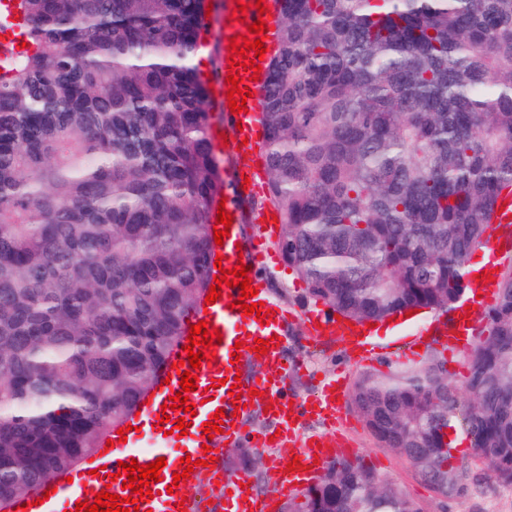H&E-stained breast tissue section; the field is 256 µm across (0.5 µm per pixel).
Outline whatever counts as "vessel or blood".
<instances>
[{
  "label": "vessel or blood",
  "instance_id": "1",
  "mask_svg": "<svg viewBox=\"0 0 512 512\" xmlns=\"http://www.w3.org/2000/svg\"><path fill=\"white\" fill-rule=\"evenodd\" d=\"M256 2L257 0H244L246 12L234 15L228 13L218 18V45H230L232 38L242 37L244 30L259 19ZM216 60L221 76L209 87L210 98L216 105L212 112L210 138L214 160L224 175L225 211L231 215L232 224L228 236L224 237L222 245L216 246L215 251L222 258L223 270L245 265L251 285L258 291L257 298L263 303L262 312L257 316L245 315L243 309L237 305L241 295L240 286L222 287L221 294L214 304L209 305L207 310L190 314L186 320L190 326L202 320L207 321L209 329L220 330L222 334L221 342L215 345L213 357L202 360L197 371L198 386L189 395L190 403L195 406L194 413L184 416L175 410L171 412L169 422L162 423L158 420L163 404L168 402L170 396L181 390V377L174 365L187 359L188 354L179 347L169 358L171 366L165 371L166 382L158 385L148 405L144 406L136 429L128 431L126 442L98 452L89 466L74 471L71 479L46 481L44 487L49 490L50 496L42 504L27 508L24 507L22 500L18 499L13 502L11 512H75L77 503L94 501L96 493L105 483L110 484L112 493L129 497L130 492L124 489L122 482L111 479L112 474L117 473L120 463L135 462L147 465L161 457L166 460V465L161 471L162 479L152 484L151 489L155 496L149 501L140 502V512H210L211 505L215 502L222 504L223 512H272L275 496L262 497L247 493L245 485L249 481L248 475H226L223 464L219 461L211 467H195L190 479L185 484L177 486L176 494H167L166 489L174 484L173 473L184 470L180 462L181 457L188 455L199 461L203 456V444H211L212 448L216 449L238 443L245 437L255 448L297 443L296 453L303 464L301 470L286 472V461L282 458L273 462V470L277 476L276 496L291 495L296 493L298 485L304 484L307 478L319 476L322 472V463L334 458L342 446L340 437L333 434L302 437L301 412L298 406L291 403L288 392L289 361L286 357L288 340L285 331L289 311L287 306L270 298L262 274L263 269L277 260L276 253L268 245L269 239L278 233L277 224L270 220L261 225L250 257L244 260L239 256L241 199L249 188L258 187L262 172L255 164L247 167L238 163L230 167L225 166L223 135L228 132L239 140L244 138L251 142L257 141V103L255 98L251 97L248 98L243 112L235 114L230 111L227 92L231 85L225 79L231 70L230 57L220 52L217 53ZM494 292L495 286L492 282L482 283L477 291L478 297L474 308L461 310L459 332L446 336V344L453 348L466 347L469 333L475 328L478 308L491 304ZM307 329L309 333L320 336L339 331L351 347L359 349L365 345L364 340L359 337V328L337 327L321 309L308 313ZM259 339L270 343L266 355H257L254 350L255 342ZM238 352L242 353L244 359L253 360L256 370L249 388L240 389L238 395L234 396L230 394L227 382L235 378L237 371L242 368L241 362L234 360V355ZM343 384V379L338 378L322 385L319 393L313 398L321 413L337 416L340 411L339 398L343 394ZM253 390L262 391L264 400L272 403L277 415V429L281 431L280 436H273L272 431L265 428L245 430L244 421L250 414L245 404L249 402V393ZM219 410L225 413L223 431L212 437L207 436L203 424L210 421L212 414ZM181 417L189 424L188 433L177 441H170L168 433L174 429L175 419ZM143 428L151 429L154 437V447L147 454L138 453L136 449L140 439L139 431ZM198 485L204 488L203 498L190 497L191 488Z\"/></svg>",
  "mask_w": 512,
  "mask_h": 512
}]
</instances>
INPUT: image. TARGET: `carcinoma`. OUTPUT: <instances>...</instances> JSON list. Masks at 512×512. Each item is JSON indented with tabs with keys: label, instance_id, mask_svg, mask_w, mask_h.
I'll return each instance as SVG.
<instances>
[{
	"label": "carcinoma",
	"instance_id": "carcinoma-1",
	"mask_svg": "<svg viewBox=\"0 0 512 512\" xmlns=\"http://www.w3.org/2000/svg\"><path fill=\"white\" fill-rule=\"evenodd\" d=\"M0 68V512L107 443L208 292L224 179L193 60L206 0H19ZM261 86L279 252L356 324L456 311L512 195V0H276ZM463 401L429 357L351 404L442 499L512 485V261ZM291 512H421L332 459Z\"/></svg>",
	"mask_w": 512,
	"mask_h": 512
}]
</instances>
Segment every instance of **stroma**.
<instances>
[{"mask_svg": "<svg viewBox=\"0 0 512 512\" xmlns=\"http://www.w3.org/2000/svg\"><path fill=\"white\" fill-rule=\"evenodd\" d=\"M265 275L269 293L288 304L294 316L288 326V359L296 363L298 369L288 379V390L297 398L313 396L323 382L335 378L339 373L353 381L366 370H386L388 364L402 361L404 352L415 346L420 347L422 356L435 354L444 357L452 385L458 392H465L468 353L464 350H449L443 343L437 329L443 325L444 320L437 314L422 311L404 322L391 323L386 331L375 336L373 352L363 361L349 348L344 337L325 336L319 340L311 337L305 321L307 313L314 310L315 304L308 298L304 284L294 270L279 262L269 265ZM335 428L345 432L359 457L394 482L419 504L423 512H512V487L497 485L486 475V467L478 459H470L469 464L482 474L479 485L469 487L460 497L446 502L415 476L404 458L378 443L351 405H344L335 423L314 413L304 415L301 420V433L306 437L323 435ZM286 453L283 447L252 448L242 442L233 447L221 448L220 458L225 473H248L256 493L266 495L275 490L270 461Z\"/></svg>", "mask_w": 512, "mask_h": 512, "instance_id": "1", "label": "stroma"}]
</instances>
